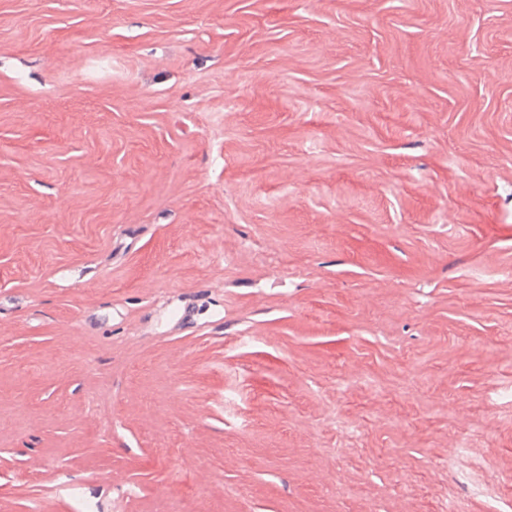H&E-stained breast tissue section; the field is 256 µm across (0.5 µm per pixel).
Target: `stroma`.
Wrapping results in <instances>:
<instances>
[{"mask_svg": "<svg viewBox=\"0 0 512 512\" xmlns=\"http://www.w3.org/2000/svg\"><path fill=\"white\" fill-rule=\"evenodd\" d=\"M461 470L512 512V0H0V512Z\"/></svg>", "mask_w": 512, "mask_h": 512, "instance_id": "stroma-1", "label": "stroma"}]
</instances>
